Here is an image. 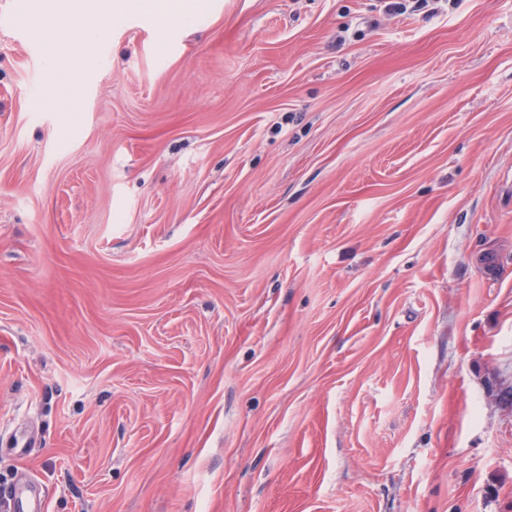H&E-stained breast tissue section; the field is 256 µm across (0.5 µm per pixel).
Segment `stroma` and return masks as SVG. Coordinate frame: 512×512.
<instances>
[{
	"mask_svg": "<svg viewBox=\"0 0 512 512\" xmlns=\"http://www.w3.org/2000/svg\"><path fill=\"white\" fill-rule=\"evenodd\" d=\"M0 0V492L512 512V0H100L79 110ZM439 2H441V0H388L384 1V3H387L384 6L386 11L399 14L417 12L429 6H432L429 11L438 12L442 10L438 5Z\"/></svg>",
	"mask_w": 512,
	"mask_h": 512,
	"instance_id": "1",
	"label": "stroma"
}]
</instances>
